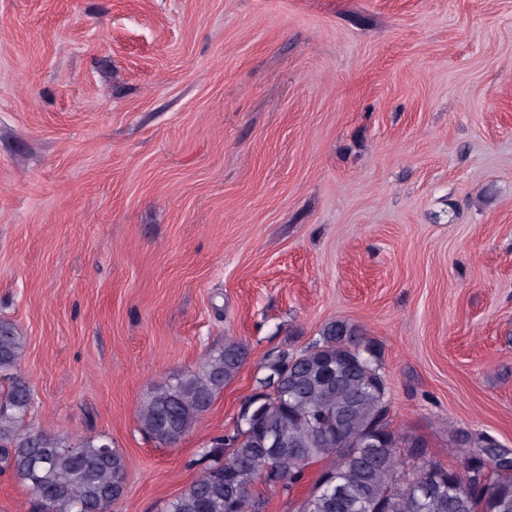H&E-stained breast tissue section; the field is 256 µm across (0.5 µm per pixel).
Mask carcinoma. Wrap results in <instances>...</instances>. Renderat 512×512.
<instances>
[{"label":"carcinoma","mask_w":512,"mask_h":512,"mask_svg":"<svg viewBox=\"0 0 512 512\" xmlns=\"http://www.w3.org/2000/svg\"><path fill=\"white\" fill-rule=\"evenodd\" d=\"M352 325L336 320L299 352L267 358L282 375L265 394L260 419L213 439L202 475L170 500L165 512H264L256 482L285 491L307 466H329L297 512H512V448L486 436L465 437L457 470L427 458L419 440L390 429L386 383L375 355ZM25 348L16 326L0 321V473L38 497L40 512H112L124 496L125 458L103 436L80 441L25 425L33 390L17 375ZM246 346L224 343L196 370L160 385L140 410L141 430L178 442L242 368ZM277 447H268L270 437Z\"/></svg>","instance_id":"obj_1"}]
</instances>
